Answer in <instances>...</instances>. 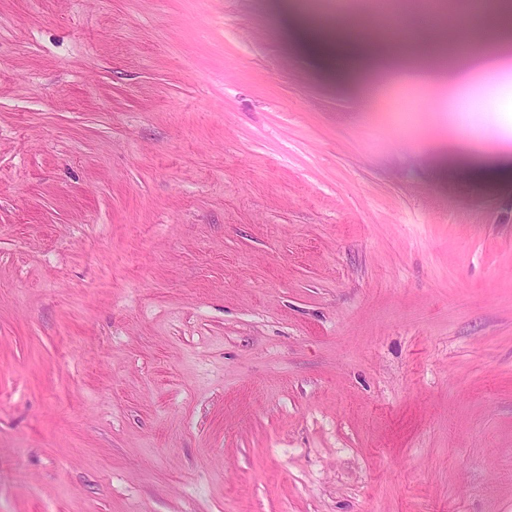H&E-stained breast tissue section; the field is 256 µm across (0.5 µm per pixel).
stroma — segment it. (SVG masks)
<instances>
[{"label":"stroma","mask_w":512,"mask_h":512,"mask_svg":"<svg viewBox=\"0 0 512 512\" xmlns=\"http://www.w3.org/2000/svg\"><path fill=\"white\" fill-rule=\"evenodd\" d=\"M417 0H0V512H512V179L318 23ZM453 151L461 162L477 166L492 175L507 177L512 172V155L510 157L508 152L494 151L473 154L470 147L462 142H456L453 145Z\"/></svg>","instance_id":"1"}]
</instances>
